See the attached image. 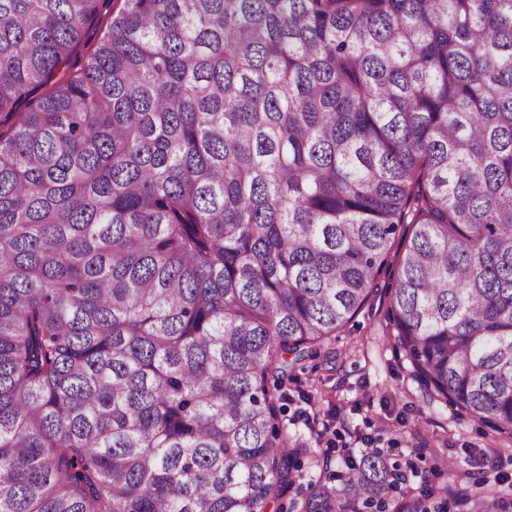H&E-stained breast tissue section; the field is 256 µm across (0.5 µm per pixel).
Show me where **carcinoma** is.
I'll return each instance as SVG.
<instances>
[{"instance_id":"obj_1","label":"carcinoma","mask_w":512,"mask_h":512,"mask_svg":"<svg viewBox=\"0 0 512 512\" xmlns=\"http://www.w3.org/2000/svg\"><path fill=\"white\" fill-rule=\"evenodd\" d=\"M105 2L0 0V512L448 497L285 503L281 390L394 254L413 376L512 434V0H112L55 79ZM112 16V1L110 2V12L103 15L94 24L90 25L85 40L78 46L73 61L82 64L84 56L90 51L92 46L96 43L98 38L105 32L106 26Z\"/></svg>"}]
</instances>
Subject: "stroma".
I'll return each instance as SVG.
<instances>
[{
  "instance_id": "obj_1",
  "label": "stroma",
  "mask_w": 512,
  "mask_h": 512,
  "mask_svg": "<svg viewBox=\"0 0 512 512\" xmlns=\"http://www.w3.org/2000/svg\"><path fill=\"white\" fill-rule=\"evenodd\" d=\"M395 275L384 269L377 293L285 385L283 423L302 450L303 478L361 456L365 438L404 474L405 497L444 485L453 494L445 512H479L461 501L479 478L502 490L501 512H512V437L431 401L385 333Z\"/></svg>"
}]
</instances>
